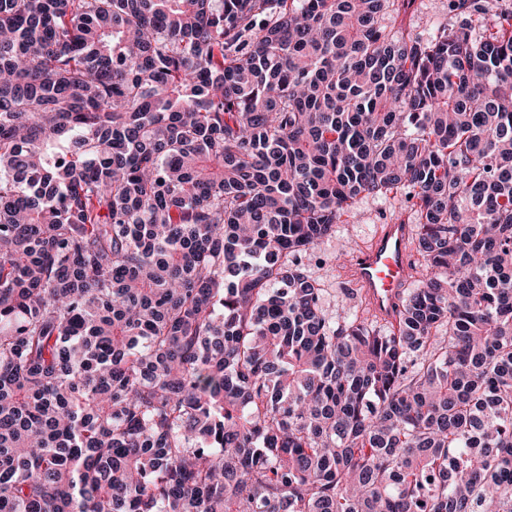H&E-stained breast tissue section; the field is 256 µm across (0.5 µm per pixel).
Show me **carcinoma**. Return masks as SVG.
I'll return each mask as SVG.
<instances>
[{"label": "carcinoma", "instance_id": "cac0c4a2", "mask_svg": "<svg viewBox=\"0 0 512 512\" xmlns=\"http://www.w3.org/2000/svg\"><path fill=\"white\" fill-rule=\"evenodd\" d=\"M413 2L0 0V512H512V22ZM392 191L414 287L337 318ZM448 0H416L403 21V28L427 38L433 28L448 23ZM394 216L385 224H380ZM348 223L338 224L336 233L324 238L303 261L308 265L312 276L320 281L323 291V305L336 316L341 306L356 304L350 283L345 279L343 268L336 259L339 240L350 239L357 248L347 264V278L362 295L374 314L382 322L396 324L402 308L403 291L412 274V254L409 241L413 233L416 216L404 196H367L357 203L354 218Z\"/></svg>", "mask_w": 512, "mask_h": 512}]
</instances>
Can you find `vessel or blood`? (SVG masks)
Masks as SVG:
<instances>
[{
  "label": "vessel or blood",
  "mask_w": 512,
  "mask_h": 512,
  "mask_svg": "<svg viewBox=\"0 0 512 512\" xmlns=\"http://www.w3.org/2000/svg\"><path fill=\"white\" fill-rule=\"evenodd\" d=\"M412 233L402 216H394L379 225L372 240L357 248L347 264L348 279L361 289L380 321L394 324L399 319L403 291L412 273Z\"/></svg>",
  "instance_id": "1"
}]
</instances>
